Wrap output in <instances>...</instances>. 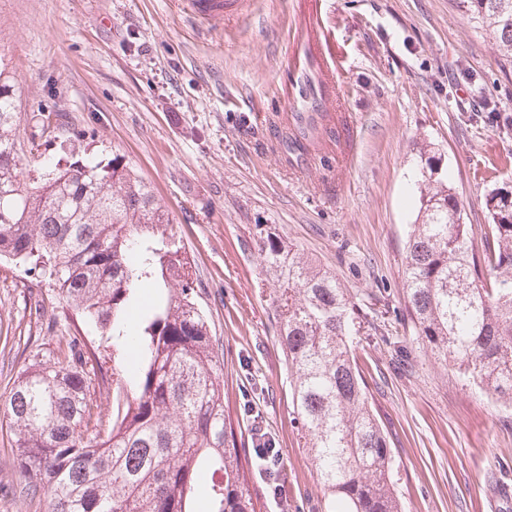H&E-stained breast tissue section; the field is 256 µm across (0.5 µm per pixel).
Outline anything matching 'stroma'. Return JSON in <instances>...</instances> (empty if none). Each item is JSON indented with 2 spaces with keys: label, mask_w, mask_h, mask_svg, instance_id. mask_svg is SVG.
<instances>
[{
  "label": "stroma",
  "mask_w": 512,
  "mask_h": 512,
  "mask_svg": "<svg viewBox=\"0 0 512 512\" xmlns=\"http://www.w3.org/2000/svg\"><path fill=\"white\" fill-rule=\"evenodd\" d=\"M295 0H234L227 20L182 0H0V64L16 88L21 180L41 158L124 155L168 212L195 299L224 355V412L257 512H326L292 414L288 368L258 251L276 235L373 305L387 334L354 355L391 451L403 512H512V407L460 379L416 340L403 259L418 151L440 154L465 223L487 222V183L512 177V56L461 0H325L336 59L331 104L352 140L292 147ZM65 128L35 130L33 114ZM62 304L28 265L0 259V395L66 348ZM264 431L281 453L266 476ZM20 494L0 439V512H47Z\"/></svg>",
  "instance_id": "1"
}]
</instances>
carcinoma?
I'll return each instance as SVG.
<instances>
[{"label":"carcinoma","mask_w":512,"mask_h":512,"mask_svg":"<svg viewBox=\"0 0 512 512\" xmlns=\"http://www.w3.org/2000/svg\"><path fill=\"white\" fill-rule=\"evenodd\" d=\"M512 54V0H462ZM16 89L0 68V258L48 275L71 315L67 351L19 372L0 403L23 493L49 512H255L224 414V360L194 298L191 266L151 187L115 154L56 162L19 179ZM419 213L404 299L417 338L443 365L512 406V184L485 197L473 226L441 158L418 154ZM258 247L288 363L292 413L329 512H402L390 448L366 404L353 337L373 326L336 276L277 237ZM112 340V373L96 339ZM105 394L111 408L102 409Z\"/></svg>","instance_id":"cac0c4a2"}]
</instances>
